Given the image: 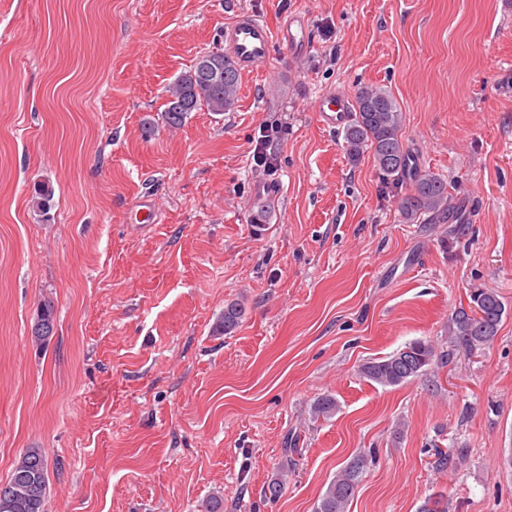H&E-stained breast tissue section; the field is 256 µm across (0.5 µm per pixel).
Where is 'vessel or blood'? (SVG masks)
Returning <instances> with one entry per match:
<instances>
[{
	"label": "vessel or blood",
	"mask_w": 512,
	"mask_h": 512,
	"mask_svg": "<svg viewBox=\"0 0 512 512\" xmlns=\"http://www.w3.org/2000/svg\"><path fill=\"white\" fill-rule=\"evenodd\" d=\"M224 39L239 67L257 72L266 67L273 45H280L290 56L303 55L310 43L309 21L305 15L292 13L273 29L259 17L246 14L225 28ZM315 110L322 125L336 127L349 120L351 98L343 91L327 92Z\"/></svg>",
	"instance_id": "b4317fda"
}]
</instances>
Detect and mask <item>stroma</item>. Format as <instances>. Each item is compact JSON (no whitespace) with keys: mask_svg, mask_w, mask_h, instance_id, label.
<instances>
[{"mask_svg":"<svg viewBox=\"0 0 512 512\" xmlns=\"http://www.w3.org/2000/svg\"><path fill=\"white\" fill-rule=\"evenodd\" d=\"M293 10L307 56L274 47L233 111L165 124L168 87L232 21L275 28ZM362 86L394 97L457 216L405 223L396 188L317 121L324 92ZM143 201L154 222L135 220ZM478 290L506 306L489 348L399 386L363 377L410 342L447 347ZM233 300L245 314L218 334ZM28 448L48 459V512H199L212 496L313 512L369 450L348 512H417L436 493L448 512H512V0H0L1 481ZM44 321H52L53 326H55V305L49 299H44V301L37 306L30 321L29 336L31 342L36 346L45 345L47 342L50 341L51 337L54 335V333L52 335H49L45 332L40 331L39 324Z\"/></svg>","mask_w":512,"mask_h":512,"instance_id":"obj_1","label":"stroma"}]
</instances>
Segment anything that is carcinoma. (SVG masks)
Returning a JSON list of instances; mask_svg holds the SVG:
<instances>
[{
  "label": "carcinoma",
  "instance_id": "obj_1",
  "mask_svg": "<svg viewBox=\"0 0 512 512\" xmlns=\"http://www.w3.org/2000/svg\"><path fill=\"white\" fill-rule=\"evenodd\" d=\"M220 63L224 79L218 86L206 79L198 81L187 71L169 87L164 109L168 126H181L189 113L202 107L218 114L234 110L239 91L238 68L230 56ZM353 108L354 117L344 133L351 161H359L368 152L384 179L398 182L411 175L409 188L398 199V210L405 222L445 217L453 200L448 181L434 172L411 171L410 151L400 134L402 112L390 93L379 87H361L355 93ZM31 204L34 211L48 215L54 206V189L47 184L33 187ZM471 302L468 308L455 310L448 321V349L417 340L389 356L367 360L361 365V374L382 386H397L419 378L433 365L448 363V357L457 352L473 355L490 347L504 314L503 302L494 291L475 293ZM243 314L242 304H226L215 330L231 333ZM44 321H56L55 305L49 299L37 306L30 321V339L37 346L51 339V335L40 331L39 324ZM368 464L369 456L362 453L342 466L318 498L314 512H347ZM48 492L47 459L41 449L27 448L9 477L0 481V512H47ZM417 512H448V500L442 495L430 496Z\"/></svg>",
  "mask_w": 512,
  "mask_h": 512
}]
</instances>
